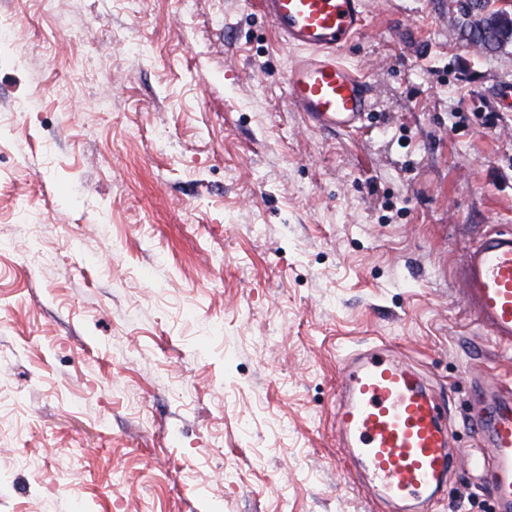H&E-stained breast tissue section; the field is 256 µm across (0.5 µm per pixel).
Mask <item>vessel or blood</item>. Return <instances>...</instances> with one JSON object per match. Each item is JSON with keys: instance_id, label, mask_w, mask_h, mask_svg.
<instances>
[{"instance_id": "1", "label": "vessel or blood", "mask_w": 512, "mask_h": 512, "mask_svg": "<svg viewBox=\"0 0 512 512\" xmlns=\"http://www.w3.org/2000/svg\"><path fill=\"white\" fill-rule=\"evenodd\" d=\"M278 38L297 49L286 98L315 128L357 131L375 100L370 83L341 49L365 26L364 0H258ZM462 296L498 345L512 347V230H493L460 266ZM336 438L372 477L384 503L430 501L458 462L486 475L496 512H512V394L474 390L471 424L487 454L453 448L447 406L412 365L382 347L350 354L339 368Z\"/></svg>"}]
</instances>
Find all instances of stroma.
<instances>
[{
    "instance_id": "stroma-1",
    "label": "stroma",
    "mask_w": 512,
    "mask_h": 512,
    "mask_svg": "<svg viewBox=\"0 0 512 512\" xmlns=\"http://www.w3.org/2000/svg\"><path fill=\"white\" fill-rule=\"evenodd\" d=\"M361 133L285 98L253 0H0V512H396L336 443L375 345L479 447L512 349L456 269L512 229V49L365 0ZM478 473L428 512H493Z\"/></svg>"
}]
</instances>
